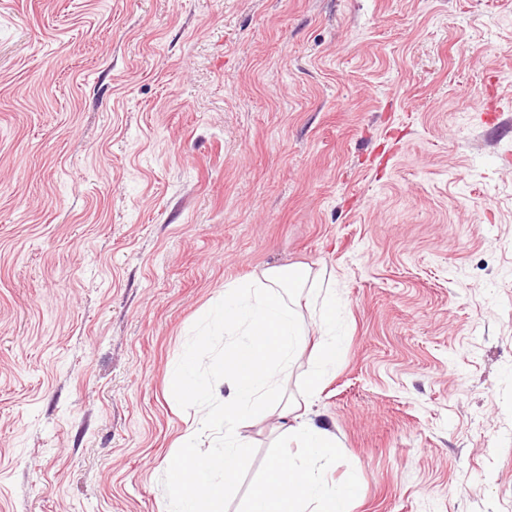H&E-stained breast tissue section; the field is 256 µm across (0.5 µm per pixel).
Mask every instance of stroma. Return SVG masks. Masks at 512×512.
I'll list each match as a JSON object with an SVG mask.
<instances>
[{"instance_id": "35a3bbf8", "label": "stroma", "mask_w": 512, "mask_h": 512, "mask_svg": "<svg viewBox=\"0 0 512 512\" xmlns=\"http://www.w3.org/2000/svg\"><path fill=\"white\" fill-rule=\"evenodd\" d=\"M336 277L228 512L336 437L351 512H512V0H0V512H164L193 325ZM284 433L309 455L316 457L318 462L329 463L336 460V445L329 430L311 419L307 411L296 413L293 423L287 425Z\"/></svg>"}]
</instances>
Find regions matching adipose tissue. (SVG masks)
<instances>
[{
    "label": "adipose tissue",
    "instance_id": "1",
    "mask_svg": "<svg viewBox=\"0 0 512 512\" xmlns=\"http://www.w3.org/2000/svg\"><path fill=\"white\" fill-rule=\"evenodd\" d=\"M284 433L317 460L335 461L336 448L329 430L308 414H295ZM354 493V481L326 488L313 465L298 464L283 455L270 464L263 481L253 490L246 512H306L313 502L321 504L322 512H350Z\"/></svg>",
    "mask_w": 512,
    "mask_h": 512
}]
</instances>
